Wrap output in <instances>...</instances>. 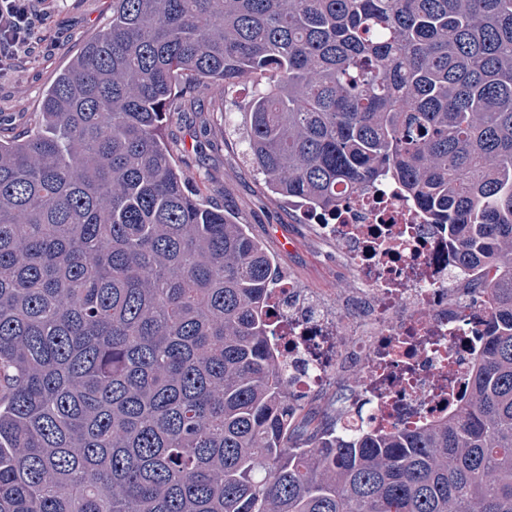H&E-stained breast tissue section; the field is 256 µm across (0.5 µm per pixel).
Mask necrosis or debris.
Listing matches in <instances>:
<instances>
[{
    "label": "necrosis or debris",
    "mask_w": 512,
    "mask_h": 512,
    "mask_svg": "<svg viewBox=\"0 0 512 512\" xmlns=\"http://www.w3.org/2000/svg\"><path fill=\"white\" fill-rule=\"evenodd\" d=\"M307 217L328 246L339 288L281 279L270 344L289 393L313 407L340 394L344 429L414 430L446 419L468 390L484 347L478 280L461 268L448 231L396 193H361Z\"/></svg>",
    "instance_id": "4bbe7bcc"
}]
</instances>
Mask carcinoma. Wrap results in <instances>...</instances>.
Returning a JSON list of instances; mask_svg holds the SVG:
<instances>
[{
	"label": "carcinoma",
	"instance_id": "cac0c4a2",
	"mask_svg": "<svg viewBox=\"0 0 512 512\" xmlns=\"http://www.w3.org/2000/svg\"><path fill=\"white\" fill-rule=\"evenodd\" d=\"M245 80L271 191L398 189L489 269L448 418L338 433L291 405L270 258L162 137ZM0 512H512V0H112L0 134Z\"/></svg>",
	"mask_w": 512,
	"mask_h": 512
}]
</instances>
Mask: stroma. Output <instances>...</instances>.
Masks as SVG:
<instances>
[{
	"mask_svg": "<svg viewBox=\"0 0 512 512\" xmlns=\"http://www.w3.org/2000/svg\"><path fill=\"white\" fill-rule=\"evenodd\" d=\"M39 28L40 51L0 70V117L22 132L59 71L98 34L112 15V0H45ZM251 87L231 88L220 112L172 113L165 135L174 164L199 176L204 198L247 225L268 252L279 275L308 288L333 287L325 248L310 234L300 208L267 191L263 177L246 162L240 124H225V113L245 111Z\"/></svg>",
	"mask_w": 512,
	"mask_h": 512,
	"instance_id": "stroma-1",
	"label": "stroma"
}]
</instances>
